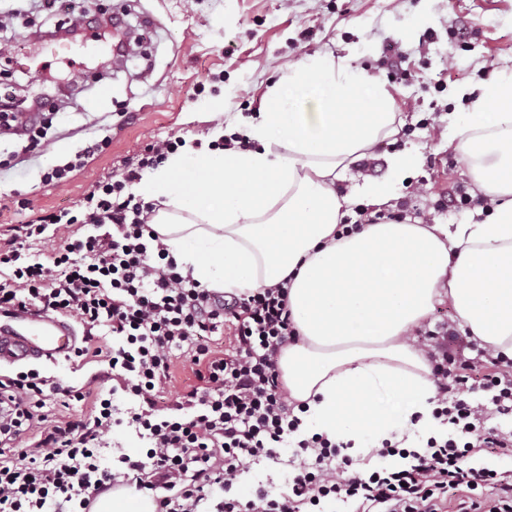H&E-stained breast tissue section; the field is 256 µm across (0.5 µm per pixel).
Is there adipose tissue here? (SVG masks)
<instances>
[{
  "instance_id": "ef3b65f1",
  "label": "adipose tissue",
  "mask_w": 512,
  "mask_h": 512,
  "mask_svg": "<svg viewBox=\"0 0 512 512\" xmlns=\"http://www.w3.org/2000/svg\"><path fill=\"white\" fill-rule=\"evenodd\" d=\"M288 87L310 96L287 100ZM361 87L345 59L293 63L244 131L251 149L173 154L139 189L182 275L237 295L287 282L298 336L278 358L281 379L306 404L309 430L356 456L438 432L431 363L409 340L436 304L512 360V72L480 88L491 117L448 124L483 199L466 223L365 224L341 237L345 208L388 204L414 163L397 157L386 181L337 193L358 158L399 132L388 90L374 84L365 101Z\"/></svg>"
}]
</instances>
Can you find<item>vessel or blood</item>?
Returning a JSON list of instances; mask_svg holds the SVG:
<instances>
[{"mask_svg":"<svg viewBox=\"0 0 512 512\" xmlns=\"http://www.w3.org/2000/svg\"><path fill=\"white\" fill-rule=\"evenodd\" d=\"M78 342L73 324L63 318L19 311L0 324V365L32 360L56 361L73 353Z\"/></svg>","mask_w":512,"mask_h":512,"instance_id":"obj_1","label":"vessel or blood"}]
</instances>
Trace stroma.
<instances>
[{"instance_id":"obj_1","label":"stroma","mask_w":512,"mask_h":512,"mask_svg":"<svg viewBox=\"0 0 512 512\" xmlns=\"http://www.w3.org/2000/svg\"><path fill=\"white\" fill-rule=\"evenodd\" d=\"M100 19L123 17L132 54L115 73H96L104 28L88 29L59 50L51 34L69 13L46 0H0V92L42 99L53 112L40 150L0 137V239L34 216L76 209L96 181L122 173L150 144L244 129L289 64L317 53L349 57L354 73L384 83L402 130L368 153L371 172L353 164L336 182L347 193L353 176L385 181L392 160L417 163L381 214L422 223L462 224L470 207L445 210L449 192L474 193L466 159L448 145V116L471 112L480 87L512 71V0H92ZM404 74L383 65L388 49ZM110 95L99 99L97 80ZM112 139L65 185L44 171L97 137ZM29 201L20 208L17 198ZM62 388L112 389L106 364L66 359L39 363Z\"/></svg>"}]
</instances>
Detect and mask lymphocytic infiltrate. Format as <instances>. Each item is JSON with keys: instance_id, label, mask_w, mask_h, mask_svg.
I'll return each mask as SVG.
<instances>
[{"instance_id": "obj_1", "label": "lymphocytic infiltrate", "mask_w": 512, "mask_h": 512, "mask_svg": "<svg viewBox=\"0 0 512 512\" xmlns=\"http://www.w3.org/2000/svg\"><path fill=\"white\" fill-rule=\"evenodd\" d=\"M27 112L37 122L22 133L34 149L50 114L42 103L0 94V129ZM182 144L178 137L147 145L119 178L96 184L82 212L16 225L0 246V312L32 309L75 320L85 330L76 358L107 363L114 381L108 398L72 391L73 400L91 403L87 417L73 419L48 411V379L39 371L0 373V512H91L100 492L121 487L151 497L157 512H318L330 500L355 512H447L452 504L457 512H512V475L472 463L480 453L512 457V431L486 427L485 407L462 398L482 359L451 354L447 343L430 354L433 416L445 435L414 451L383 441L371 451L381 466L363 472L354 470L344 443L301 434L277 367L296 336L287 283L226 296L183 277L149 225L152 206L130 191L141 171ZM88 224L93 234H74ZM29 240L48 244L46 259L26 251ZM100 327L114 336L109 349L92 334ZM182 357L192 379L170 401L165 387ZM117 393L125 412L113 405ZM119 428L143 447L137 457L104 464L98 445ZM287 443L299 462L288 493L261 489L244 502L212 501L211 486L231 487L254 465L277 460Z\"/></svg>"}]
</instances>
